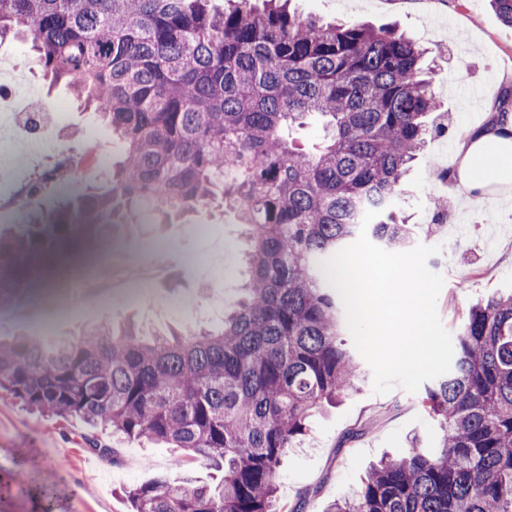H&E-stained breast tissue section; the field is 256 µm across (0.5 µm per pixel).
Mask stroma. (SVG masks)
I'll list each match as a JSON object with an SVG mask.
<instances>
[{
	"label": "stroma",
	"instance_id": "stroma-1",
	"mask_svg": "<svg viewBox=\"0 0 512 512\" xmlns=\"http://www.w3.org/2000/svg\"><path fill=\"white\" fill-rule=\"evenodd\" d=\"M289 6L328 23L362 21L378 29L394 27L434 49L433 87L443 112L453 121L446 131L427 139L393 210L412 225L415 245L440 246L427 266L445 277L436 307L445 329L454 331L463 309L492 291L512 290V200L483 204L454 200L439 232L429 229L435 221L429 200L448 189L442 174L456 166L461 131L481 124L505 91H512V27L500 22L489 0H290ZM2 57L17 66L25 90L34 98L63 101L67 107L38 113L37 129L8 140V155L0 167L1 187L18 191L31 185L64 153L115 155L112 137L96 112L87 109L65 83L50 82L29 41L18 36L0 40ZM129 236L147 243L141 262L166 261L168 274L158 290H188L190 307L172 316L147 303L113 301L101 308L85 301L68 333H79L107 318L131 319L141 330L160 333L206 327L219 320L222 311L212 304L214 285L188 271L182 257L193 253L210 259L216 248H225L224 295L235 296L242 282L245 246L231 213L214 205L190 216L185 226L116 228L96 242L91 269L111 267L115 249ZM421 398V393L400 387L378 395L368 383L317 413L308 435L288 449L282 461L281 505L287 512H329L336 499L358 488L369 465L382 455L405 453L415 436L432 444L437 425L422 409ZM91 430L110 446V457L85 447L82 437ZM25 449L31 450L39 467L23 475L17 460ZM188 475L202 483L212 481L216 472L208 462L190 459L183 451L132 441L104 428L94 430L77 416L62 419L30 411L0 394V512H44L48 501L53 512H129L131 489L159 476Z\"/></svg>",
	"mask_w": 512,
	"mask_h": 512
}]
</instances>
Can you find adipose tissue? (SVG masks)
<instances>
[{
  "label": "adipose tissue",
  "mask_w": 512,
  "mask_h": 512,
  "mask_svg": "<svg viewBox=\"0 0 512 512\" xmlns=\"http://www.w3.org/2000/svg\"><path fill=\"white\" fill-rule=\"evenodd\" d=\"M455 187L474 203L512 197V105L495 109L479 129L458 142Z\"/></svg>",
  "instance_id": "1"
}]
</instances>
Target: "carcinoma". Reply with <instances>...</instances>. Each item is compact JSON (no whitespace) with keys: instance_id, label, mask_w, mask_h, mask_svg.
Wrapping results in <instances>:
<instances>
[{"instance_id":"cac0c4a2","label":"carcinoma","mask_w":512,"mask_h":512,"mask_svg":"<svg viewBox=\"0 0 512 512\" xmlns=\"http://www.w3.org/2000/svg\"><path fill=\"white\" fill-rule=\"evenodd\" d=\"M0 0V40L23 31L51 80L67 81L121 145L103 187L72 195L78 152L35 181L63 204L0 232V306L66 251L85 255L121 211L164 224L218 202L246 229L244 295L210 330L150 340L107 319L78 336L0 339V392L163 443L223 472L216 485L158 477L128 492L133 512H284L287 449L325 406L357 391L342 299L324 263L367 233L414 242L392 208L440 111L427 51L393 29L324 24L289 0ZM308 116L328 137H293ZM448 374L421 400L438 427L383 458L330 512H512V293L455 323Z\"/></svg>"}]
</instances>
